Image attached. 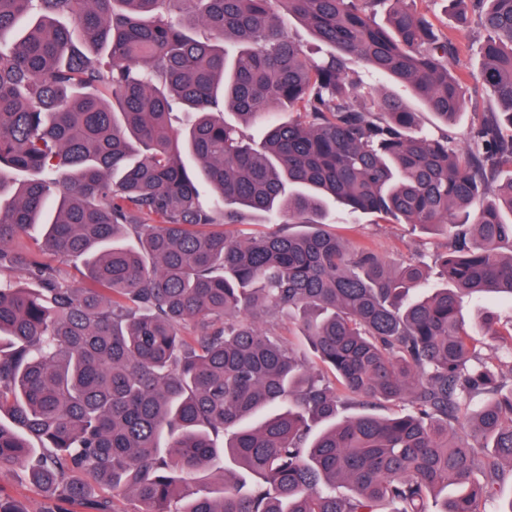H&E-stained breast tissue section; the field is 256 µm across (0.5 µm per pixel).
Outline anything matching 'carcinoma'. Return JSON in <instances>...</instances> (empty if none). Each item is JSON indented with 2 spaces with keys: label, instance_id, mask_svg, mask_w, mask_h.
<instances>
[{
  "label": "carcinoma",
  "instance_id": "cac0c4a2",
  "mask_svg": "<svg viewBox=\"0 0 512 512\" xmlns=\"http://www.w3.org/2000/svg\"><path fill=\"white\" fill-rule=\"evenodd\" d=\"M467 1L494 104L456 140L353 68L461 116L458 48L414 0H0V465L63 512H485L512 365L460 304L512 300V0ZM330 200L445 234L442 284L414 295L425 265L350 245ZM255 214L272 230H233ZM461 309L469 329L483 346L482 354L506 356L504 349H497V345L491 342L488 336H484L483 317L485 312L490 311L496 313L502 320H508L512 317V304L492 296L480 300L465 298Z\"/></svg>",
  "mask_w": 512,
  "mask_h": 512
}]
</instances>
